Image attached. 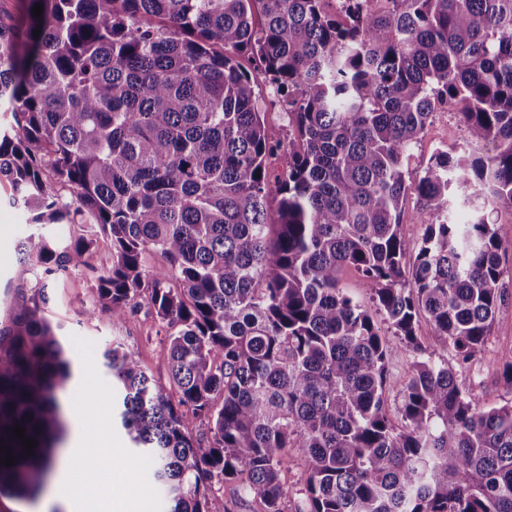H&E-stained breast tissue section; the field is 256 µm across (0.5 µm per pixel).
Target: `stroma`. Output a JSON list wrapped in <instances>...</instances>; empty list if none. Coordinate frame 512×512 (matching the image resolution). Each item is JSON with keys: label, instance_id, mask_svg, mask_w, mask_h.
<instances>
[{"label": "stroma", "instance_id": "35a3bbf8", "mask_svg": "<svg viewBox=\"0 0 512 512\" xmlns=\"http://www.w3.org/2000/svg\"><path fill=\"white\" fill-rule=\"evenodd\" d=\"M469 134L458 113L437 112L421 135L406 162L407 176H415L439 150L463 152L469 148ZM8 183H0V326L9 325L15 309L28 299L47 292L48 316L59 325V334L67 348L73 377L61 394L69 429L85 427L91 436L105 434V449L125 448L128 436L115 420L112 401V377L104 366L103 352L112 342H121L158 381L168 376V336L155 317L141 313L126 323L114 324L108 313L97 307L95 277L102 262L112 251V240L100 234L85 256L83 266L57 277H44L38 266L21 261L18 242L33 232L27 213L9 203ZM499 324L485 346L468 367L458 370L460 387L485 407L512 402V388L501 372L512 363V300L501 307ZM392 352L386 363L387 410L393 423H400L403 390L414 371V353L401 348L389 326H382ZM308 475L307 459L301 449L288 451V464L282 481L288 494L285 512H303V489ZM106 493L124 502L129 512H166L165 496L153 479L152 465L132 455L119 470L118 477H98Z\"/></svg>", "mask_w": 512, "mask_h": 512}]
</instances>
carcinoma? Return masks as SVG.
Listing matches in <instances>:
<instances>
[{
    "label": "carcinoma",
    "instance_id": "cac0c4a2",
    "mask_svg": "<svg viewBox=\"0 0 512 512\" xmlns=\"http://www.w3.org/2000/svg\"><path fill=\"white\" fill-rule=\"evenodd\" d=\"M326 2L0 0V180L29 223L110 236L96 288L112 322L144 308L167 328L166 385L120 344L103 358L170 512H209L228 480L284 512L288 448L309 462L305 512H512V403L484 408L453 367L417 360L395 430L375 319L420 355L427 315L462 368L509 297L495 224L512 217V0ZM260 77L288 106L286 149L266 131ZM439 104L497 152L440 150L408 180ZM410 193L433 219L408 265ZM454 200L468 221L448 220ZM92 246L31 233L17 250L51 277ZM151 253L164 265L147 269ZM347 266L374 309L344 293ZM48 302L0 328V439L15 457L0 495L30 502L72 376Z\"/></svg>",
    "mask_w": 512,
    "mask_h": 512
}]
</instances>
